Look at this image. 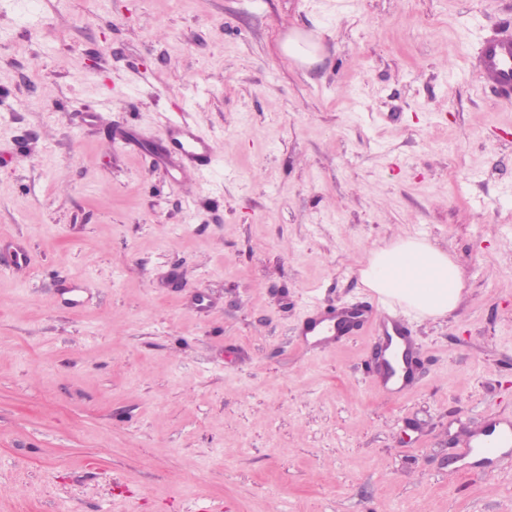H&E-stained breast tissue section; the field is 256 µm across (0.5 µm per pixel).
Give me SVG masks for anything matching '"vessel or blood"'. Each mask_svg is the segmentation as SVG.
<instances>
[{"mask_svg": "<svg viewBox=\"0 0 512 512\" xmlns=\"http://www.w3.org/2000/svg\"><path fill=\"white\" fill-rule=\"evenodd\" d=\"M478 82L481 89H490L502 99L512 100V38L489 36L479 51ZM166 155L177 163L183 174L203 176L216 164L218 156L213 138L201 134L186 122L170 123L166 131ZM372 325L381 333L399 337L408 333L403 321L381 312L371 319ZM302 336L315 337L317 344L334 343L337 336L336 312L332 309H317L302 323ZM484 434H499L500 446L493 449L494 460L502 467L512 466V421L490 420L483 429Z\"/></svg>", "mask_w": 512, "mask_h": 512, "instance_id": "obj_1", "label": "vessel or blood"}]
</instances>
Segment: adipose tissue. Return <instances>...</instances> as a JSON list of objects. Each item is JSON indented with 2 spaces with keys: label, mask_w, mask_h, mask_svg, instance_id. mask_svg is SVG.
I'll list each match as a JSON object with an SVG mask.
<instances>
[{
  "label": "adipose tissue",
  "mask_w": 512,
  "mask_h": 512,
  "mask_svg": "<svg viewBox=\"0 0 512 512\" xmlns=\"http://www.w3.org/2000/svg\"><path fill=\"white\" fill-rule=\"evenodd\" d=\"M358 274L380 300H394L428 317L455 309L464 288L461 271L448 253L412 237L374 252Z\"/></svg>",
  "instance_id": "obj_1"
}]
</instances>
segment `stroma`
Masks as SVG:
<instances>
[{
	"label": "stroma",
	"mask_w": 512,
	"mask_h": 512,
	"mask_svg": "<svg viewBox=\"0 0 512 512\" xmlns=\"http://www.w3.org/2000/svg\"><path fill=\"white\" fill-rule=\"evenodd\" d=\"M497 27L512 0H0V512H512V468L459 456L512 420ZM174 119L217 140L206 179L163 162ZM400 237L464 288L401 311L393 395L371 325L298 328L378 313L357 270ZM284 49L288 55L302 62H312L316 58L317 47L300 33L290 34ZM478 83L506 101L512 100V38L489 36L479 51ZM348 319L336 321V309H316L309 315L302 323L300 336H305L306 343H308V336L315 338L314 344L328 345L336 341V336H342L346 333H337L336 330H345L349 328L353 321L347 316ZM317 338H316V337Z\"/></svg>",
	"instance_id": "obj_1"
}]
</instances>
